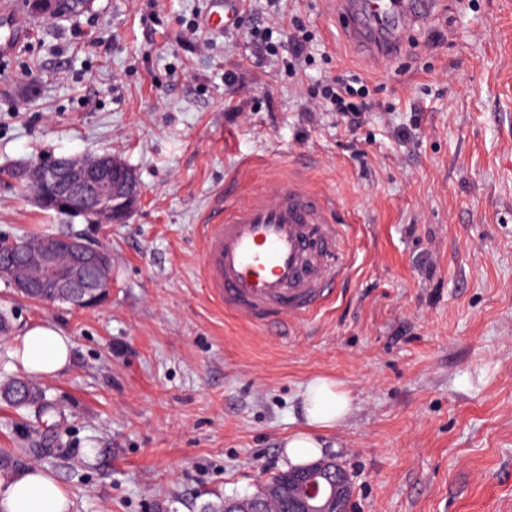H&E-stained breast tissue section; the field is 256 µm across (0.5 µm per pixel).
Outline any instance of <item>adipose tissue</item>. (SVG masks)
I'll list each match as a JSON object with an SVG mask.
<instances>
[{"label":"adipose tissue","instance_id":"1","mask_svg":"<svg viewBox=\"0 0 512 512\" xmlns=\"http://www.w3.org/2000/svg\"><path fill=\"white\" fill-rule=\"evenodd\" d=\"M25 370L34 376H54L71 361L70 337L49 323L25 326L15 338ZM352 398L334 379L314 377L301 394L304 425L285 441L284 453L291 466L311 463L321 456L322 432L336 428L349 414ZM70 498L62 485L36 466L0 480V512H69Z\"/></svg>","mask_w":512,"mask_h":512}]
</instances>
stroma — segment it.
Listing matches in <instances>:
<instances>
[{
  "label": "stroma",
  "mask_w": 512,
  "mask_h": 512,
  "mask_svg": "<svg viewBox=\"0 0 512 512\" xmlns=\"http://www.w3.org/2000/svg\"><path fill=\"white\" fill-rule=\"evenodd\" d=\"M374 67L328 0H98L29 20L0 51V168L109 152L135 172L123 224L39 208L0 180V239L74 233L112 256L97 306L44 305L0 279V384L12 340L49 322L71 364L38 378L70 450L34 459L33 413L0 402V448L39 464L70 512H202L287 470L316 376L350 391L328 435L351 512H512V0H446ZM313 37L296 71L252 30ZM235 73L236 85L224 82ZM357 74L377 104L360 129L314 112L323 75ZM295 177L341 203L348 264L315 316L269 334L225 313L202 280V216Z\"/></svg>",
  "instance_id": "1"
}]
</instances>
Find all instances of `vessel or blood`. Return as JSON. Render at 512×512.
<instances>
[{"label":"vessel or blood","instance_id":"obj_1","mask_svg":"<svg viewBox=\"0 0 512 512\" xmlns=\"http://www.w3.org/2000/svg\"><path fill=\"white\" fill-rule=\"evenodd\" d=\"M444 0H333L343 38L376 64L402 48L401 34L432 18ZM338 203L300 180L210 214L202 275L209 295L253 326H284L322 308L347 252Z\"/></svg>","mask_w":512,"mask_h":512}]
</instances>
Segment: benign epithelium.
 I'll return each instance as SVG.
<instances>
[{"mask_svg": "<svg viewBox=\"0 0 512 512\" xmlns=\"http://www.w3.org/2000/svg\"><path fill=\"white\" fill-rule=\"evenodd\" d=\"M29 181L33 197L47 210L87 215L95 224H122L142 194L134 171L118 157L105 153L92 159L62 157L36 165ZM32 270L15 276L12 255ZM0 277L20 294L50 295L80 308L98 305L112 286V258L73 234L0 240ZM288 495L289 512H349L352 481L334 455L288 473V483L265 484L239 499H225L224 512H265L266 503Z\"/></svg>", "mask_w": 512, "mask_h": 512, "instance_id": "benign-epithelium-1", "label": "benign epithelium"}]
</instances>
